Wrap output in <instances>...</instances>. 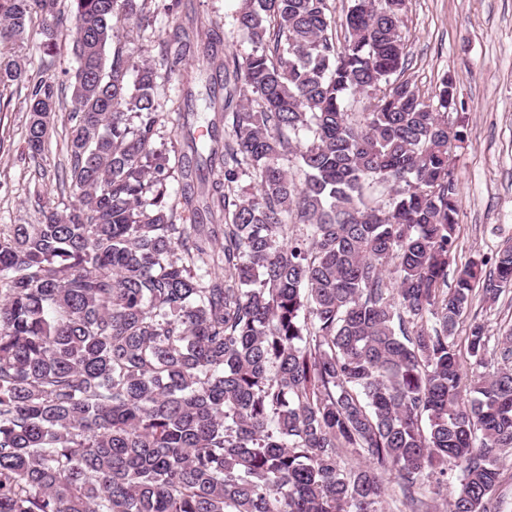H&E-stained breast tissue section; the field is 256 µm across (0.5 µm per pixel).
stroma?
I'll use <instances>...</instances> for the list:
<instances>
[{"instance_id":"35a3bbf8","label":"stroma","mask_w":512,"mask_h":512,"mask_svg":"<svg viewBox=\"0 0 512 512\" xmlns=\"http://www.w3.org/2000/svg\"><path fill=\"white\" fill-rule=\"evenodd\" d=\"M66 19L57 33L60 53L46 63L38 49V23L22 39L0 47V59L25 69L31 81L68 86L75 62L70 0H60ZM409 50L405 79L431 97L438 76L452 75L459 88L458 112L467 138L456 151L460 183L458 247L448 271L469 259L493 255L512 237V0H409L402 28ZM27 90L0 86V226L33 224L42 211L70 204L59 183L66 156L68 108L60 106L40 160L24 141Z\"/></svg>"}]
</instances>
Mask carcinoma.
I'll return each instance as SVG.
<instances>
[{"label": "carcinoma", "mask_w": 512, "mask_h": 512, "mask_svg": "<svg viewBox=\"0 0 512 512\" xmlns=\"http://www.w3.org/2000/svg\"><path fill=\"white\" fill-rule=\"evenodd\" d=\"M180 4L71 0L75 201L0 237V512H500L512 325L471 310L512 289V243L448 287L464 123L452 76L428 102L402 79L406 0H351L342 44L334 0H241L252 52L224 55L212 24L224 83L202 99ZM33 11L53 59L59 0H0V41ZM161 13L154 55L114 42ZM175 74L172 158L154 141ZM10 83L35 159L62 90L0 61Z\"/></svg>", "instance_id": "carcinoma-1"}]
</instances>
